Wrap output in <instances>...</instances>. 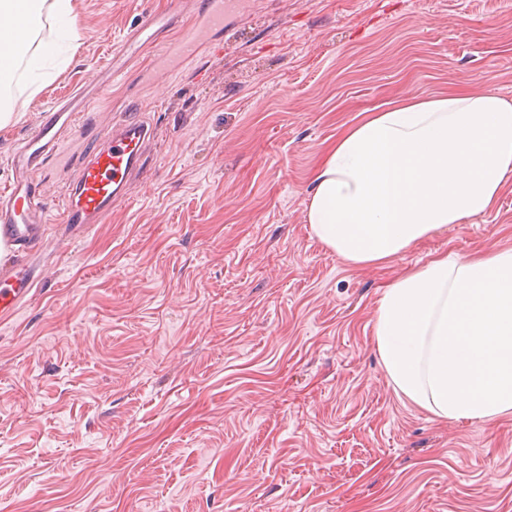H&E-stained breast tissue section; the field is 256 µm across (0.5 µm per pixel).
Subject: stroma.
<instances>
[{"label": "stroma", "instance_id": "35a3bbf8", "mask_svg": "<svg viewBox=\"0 0 512 512\" xmlns=\"http://www.w3.org/2000/svg\"><path fill=\"white\" fill-rule=\"evenodd\" d=\"M37 90L0 129L107 85L80 142L36 178L40 275L0 320V512H512V416L443 422L397 394L374 339L382 291L436 254L512 249L493 208L358 268L306 222L341 130L448 87L512 100V0H260L161 73L192 0H72ZM160 44L125 43L146 16ZM156 129L99 224L61 221L74 156L112 117Z\"/></svg>", "mask_w": 512, "mask_h": 512}]
</instances>
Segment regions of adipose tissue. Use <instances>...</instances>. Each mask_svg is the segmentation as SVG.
Segmentation results:
<instances>
[{"instance_id": "ef3b65f1", "label": "adipose tissue", "mask_w": 512, "mask_h": 512, "mask_svg": "<svg viewBox=\"0 0 512 512\" xmlns=\"http://www.w3.org/2000/svg\"><path fill=\"white\" fill-rule=\"evenodd\" d=\"M71 0H0V42L27 25L18 59L41 69L43 13ZM512 180V101L442 89L399 98L321 155L306 204L316 238L353 266L383 263L491 210ZM397 392L442 421L512 414V249L440 254L383 292L374 326Z\"/></svg>"}]
</instances>
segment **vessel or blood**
Instances as JSON below:
<instances>
[{
    "label": "vessel or blood",
    "instance_id": "vessel-or-blood-1",
    "mask_svg": "<svg viewBox=\"0 0 512 512\" xmlns=\"http://www.w3.org/2000/svg\"><path fill=\"white\" fill-rule=\"evenodd\" d=\"M242 0H197L199 14L214 27H223L238 12ZM96 99L89 91L53 102L37 126L11 150L13 176L0 188V239L24 247L42 238L49 218L42 190L35 179L46 161L62 156L70 139L82 136L85 116ZM153 135L142 121L113 122L105 148L82 157L63 202V221L77 228L102 223L113 203L126 193L130 176L144 162V148ZM34 268L16 264L0 272V318L11 316L30 292Z\"/></svg>",
    "mask_w": 512,
    "mask_h": 512
}]
</instances>
